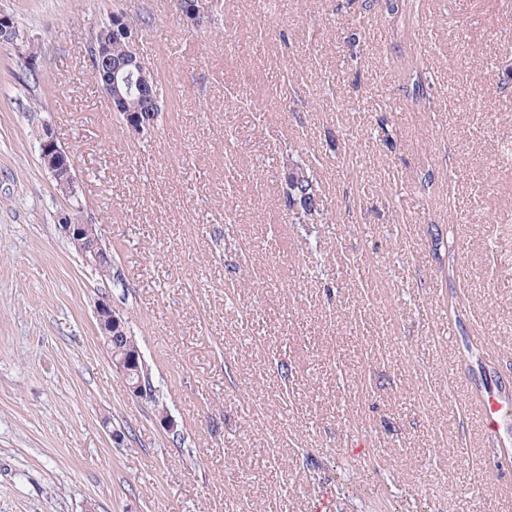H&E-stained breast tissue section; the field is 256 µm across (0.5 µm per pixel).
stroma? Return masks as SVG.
<instances>
[{"mask_svg":"<svg viewBox=\"0 0 512 512\" xmlns=\"http://www.w3.org/2000/svg\"><path fill=\"white\" fill-rule=\"evenodd\" d=\"M211 5L0 0L26 41L0 43V512H512L474 399L512 369V0ZM119 8L164 102L140 136L84 49ZM46 126L123 284L57 229ZM303 165L298 160L289 165L288 170L294 168L297 174H288V179L284 176L283 195L288 209L294 215V223L317 224L324 210L320 208L321 199L317 182L308 173L306 165ZM293 204H298L296 210H293ZM95 319L106 349L110 351L112 345H115L116 350L121 352L115 353V357L112 359V368L123 378L127 391L135 398H151L150 381L146 380L139 371L138 359L143 361V355L136 341L138 348L132 345L135 339L124 314L112 307L110 301L101 299L95 306ZM126 346L129 348L127 351ZM134 362L137 364V369L131 367ZM134 371L136 377L133 376Z\"/></svg>","mask_w":512,"mask_h":512,"instance_id":"1","label":"stroma"}]
</instances>
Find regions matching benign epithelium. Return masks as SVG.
<instances>
[{
	"label": "benign epithelium",
	"mask_w": 512,
	"mask_h": 512,
	"mask_svg": "<svg viewBox=\"0 0 512 512\" xmlns=\"http://www.w3.org/2000/svg\"><path fill=\"white\" fill-rule=\"evenodd\" d=\"M20 39L17 28L13 24L11 15L0 11V40L5 43H16ZM129 63L132 67L119 66L109 72L108 94L112 109L119 112L126 105V96L130 95L131 77L137 75L139 88L155 84L150 71L143 66L138 43H129ZM39 157L42 166L48 171L55 182L56 189L67 198H74L78 194L76 180L71 172L73 161L67 159L58 147L57 138L50 127H45L39 137ZM58 227L61 234L75 248L84 262L97 269L105 268L112 273V260L108 257L102 246L103 234L100 225L91 221H83L68 211L62 212L58 217ZM95 319L99 334L106 349L118 350L112 359V368L123 378L127 391L131 396L139 399L152 397L150 381L146 380L141 372L132 368L134 362L143 358L141 351L132 345V336L129 322L124 314L112 307V304L101 299L95 306Z\"/></svg>",
	"instance_id": "obj_1"
}]
</instances>
